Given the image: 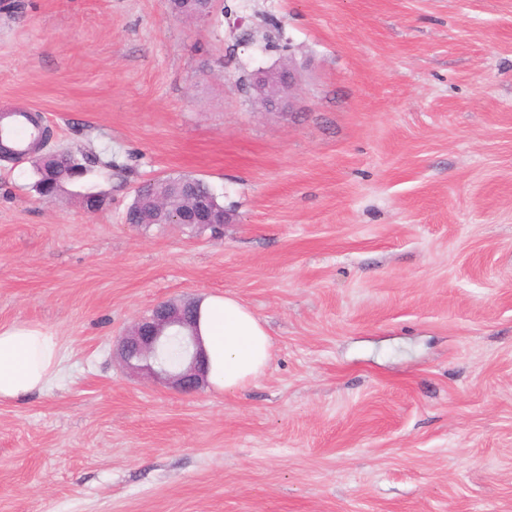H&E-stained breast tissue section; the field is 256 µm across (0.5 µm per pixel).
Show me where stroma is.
<instances>
[{
	"mask_svg": "<svg viewBox=\"0 0 512 512\" xmlns=\"http://www.w3.org/2000/svg\"><path fill=\"white\" fill-rule=\"evenodd\" d=\"M11 2L0 110L92 166L49 201L0 161V325L62 354L0 402V512H512V0ZM270 18L287 112L238 84L282 61ZM179 175L231 223H127ZM227 292L273 341L235 394L116 357L154 305Z\"/></svg>",
	"mask_w": 512,
	"mask_h": 512,
	"instance_id": "stroma-1",
	"label": "stroma"
}]
</instances>
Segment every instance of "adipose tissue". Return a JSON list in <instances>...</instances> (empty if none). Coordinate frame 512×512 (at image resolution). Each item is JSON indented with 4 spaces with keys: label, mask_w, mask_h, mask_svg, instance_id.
Returning a JSON list of instances; mask_svg holds the SVG:
<instances>
[{
    "label": "adipose tissue",
    "mask_w": 512,
    "mask_h": 512,
    "mask_svg": "<svg viewBox=\"0 0 512 512\" xmlns=\"http://www.w3.org/2000/svg\"><path fill=\"white\" fill-rule=\"evenodd\" d=\"M198 329L215 392H237L267 369L272 340L261 320L232 294L201 299ZM60 356L59 338L49 328L0 325V402H22L45 389L59 373Z\"/></svg>",
    "instance_id": "adipose-tissue-1"
}]
</instances>
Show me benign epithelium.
I'll return each instance as SVG.
<instances>
[{
    "mask_svg": "<svg viewBox=\"0 0 512 512\" xmlns=\"http://www.w3.org/2000/svg\"><path fill=\"white\" fill-rule=\"evenodd\" d=\"M250 79V90L265 111H283L291 106V91L297 82L293 66L281 64L274 68L258 69L250 74ZM38 167L41 170V196L46 199L57 195L61 180L75 179L84 173L82 169L62 168L59 156L53 152L44 153L38 161ZM174 188L188 199L189 204L182 210L166 214L167 223H225L226 217L212 208L206 197L198 194L192 181L176 180ZM144 200L145 206L139 210V215L142 222L154 224L165 206L161 200L152 196H146ZM192 309L191 302L166 301L141 316L117 345V355L123 365L185 394L203 388L207 384L205 362L199 336L189 318ZM179 329L190 331V334L184 336L185 364L179 369H171L160 359L159 352L172 333Z\"/></svg>",
    "mask_w": 512,
    "mask_h": 512,
    "instance_id": "obj_1",
    "label": "benign epithelium"
}]
</instances>
